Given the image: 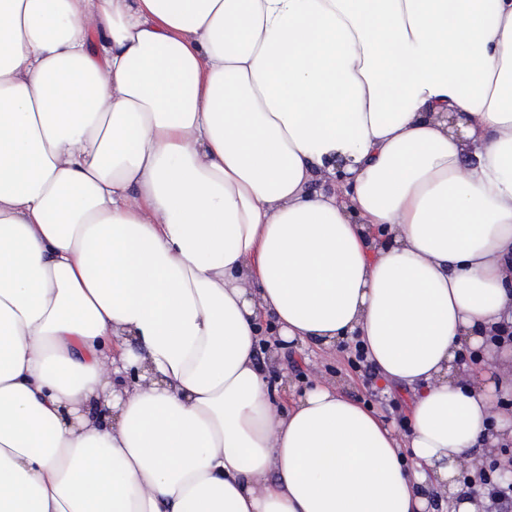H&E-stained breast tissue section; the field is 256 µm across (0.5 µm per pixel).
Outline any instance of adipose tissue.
<instances>
[{
	"label": "adipose tissue",
	"mask_w": 512,
	"mask_h": 512,
	"mask_svg": "<svg viewBox=\"0 0 512 512\" xmlns=\"http://www.w3.org/2000/svg\"><path fill=\"white\" fill-rule=\"evenodd\" d=\"M509 327L512 0H0V512H474ZM352 346L343 347L335 352L288 349L272 366V373L281 378L283 374L288 382L300 387L310 381L314 375H321L348 396L357 398L393 421L400 432L405 431V407L399 393L384 395L380 377L364 364L355 362ZM372 376H371V375Z\"/></svg>",
	"instance_id": "obj_1"
}]
</instances>
